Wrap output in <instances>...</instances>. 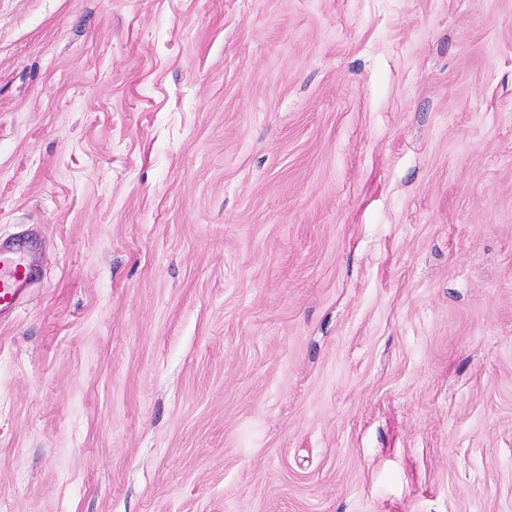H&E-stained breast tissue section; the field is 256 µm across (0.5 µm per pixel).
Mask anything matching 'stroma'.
Instances as JSON below:
<instances>
[{"label": "stroma", "instance_id": "1", "mask_svg": "<svg viewBox=\"0 0 512 512\" xmlns=\"http://www.w3.org/2000/svg\"><path fill=\"white\" fill-rule=\"evenodd\" d=\"M0 512H512V0H0ZM31 269L16 253L0 251V310L12 308L19 290L27 282Z\"/></svg>", "mask_w": 512, "mask_h": 512}]
</instances>
